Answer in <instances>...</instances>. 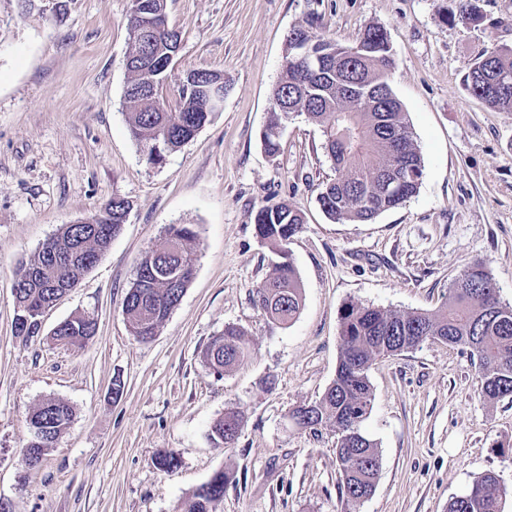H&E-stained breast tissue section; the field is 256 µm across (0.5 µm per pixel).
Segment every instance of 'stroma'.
Here are the masks:
<instances>
[{
  "instance_id": "stroma-1",
  "label": "stroma",
  "mask_w": 512,
  "mask_h": 512,
  "mask_svg": "<svg viewBox=\"0 0 512 512\" xmlns=\"http://www.w3.org/2000/svg\"><path fill=\"white\" fill-rule=\"evenodd\" d=\"M477 5L480 20L463 23L450 17L458 0H168L180 48L162 98L176 107L192 69L221 72L228 91L154 164L126 122L130 0H36L29 11L0 0V499L13 512H184L220 470L230 481L216 512H447L487 473L512 512V400L481 396L478 363L461 347L428 341L372 363L362 428L380 471L360 504L341 497L335 431L288 419L335 379L345 305L437 311L476 260L512 304V112L462 85L485 51L512 48V0ZM312 12L319 34L339 41L373 23L387 30L389 83L422 155L417 193L365 224L333 222L317 202L336 177L319 126L296 116L276 156L262 144L285 39ZM115 197L130 204L120 234L45 313L42 336H17L15 270ZM283 199L304 217L288 242L303 303L287 325L252 300L277 260L254 218ZM179 224L195 233V275L156 336L138 341L124 296L140 255ZM79 314L97 323L85 348L48 339ZM228 324L251 355L219 375L201 352ZM48 398L73 418L31 469L29 416ZM228 409L245 424L222 448L210 430ZM164 450L179 459L168 473L153 464Z\"/></svg>"
}]
</instances>
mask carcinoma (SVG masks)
<instances>
[{
  "label": "carcinoma",
  "instance_id": "1",
  "mask_svg": "<svg viewBox=\"0 0 512 512\" xmlns=\"http://www.w3.org/2000/svg\"><path fill=\"white\" fill-rule=\"evenodd\" d=\"M166 7L167 0H132L127 20L126 120L130 136L151 161L179 150L196 136L218 111L207 87L224 80L222 74L209 70L185 73L178 108L167 109L159 89L171 75L173 61L167 52L178 33L165 26ZM318 22L319 15L313 12L287 37L285 62L272 91L262 142L266 152L275 155L280 134L293 114H303L321 127L337 176L319 189L317 201L337 223H366L403 205L417 192L423 161L407 112L388 83L394 57L385 28L370 24L354 44L344 45L316 35ZM463 86L487 106L511 112L512 48H494L479 56L465 73ZM128 212L129 202L114 198L88 219L63 225L27 262L37 272L36 278L14 273L19 335H40L43 310L95 265L120 233ZM255 222L259 236L279 261L254 290L253 303L285 324L302 306L300 278L286 245L303 219L288 202L280 201L260 208ZM194 239L189 227L172 225L164 244L141 255L123 302V313L137 340H150L179 305L195 271ZM92 324L84 315L72 317L59 323L50 339L64 347L82 348L95 336ZM434 336L468 349L477 358L485 398H512V306L501 302L484 263L464 267L449 288L448 304L433 313L346 305L341 313L336 378L319 400L289 412L300 428L336 432L340 493L346 502L356 504L368 498L380 471L378 445L361 427L371 409L368 371L372 362L413 349ZM249 354L244 332L228 324L202 357L215 372L223 373ZM72 417L71 406L54 398L32 411L24 450L28 467L41 463L45 450L68 428ZM243 425L239 412L227 411L211 426L212 439L231 448ZM228 481L226 473H216L192 493L186 512H215ZM506 495L497 477L486 474L467 494L453 499L448 512H502Z\"/></svg>",
  "mask_w": 512,
  "mask_h": 512
}]
</instances>
